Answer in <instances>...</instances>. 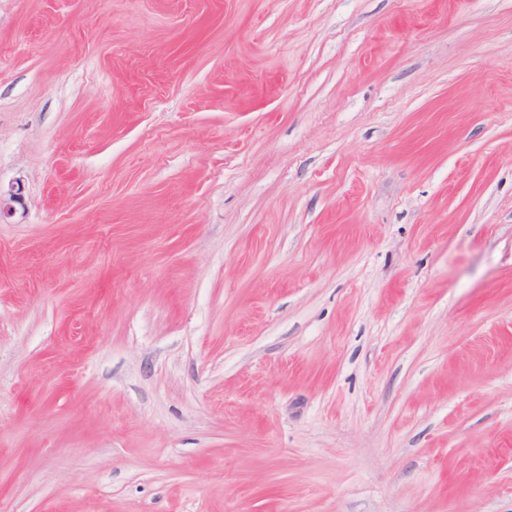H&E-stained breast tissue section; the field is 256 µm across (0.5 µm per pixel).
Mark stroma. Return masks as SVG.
<instances>
[{
  "mask_svg": "<svg viewBox=\"0 0 512 512\" xmlns=\"http://www.w3.org/2000/svg\"><path fill=\"white\" fill-rule=\"evenodd\" d=\"M0 512H512V0H0Z\"/></svg>",
  "mask_w": 512,
  "mask_h": 512,
  "instance_id": "stroma-1",
  "label": "stroma"
}]
</instances>
